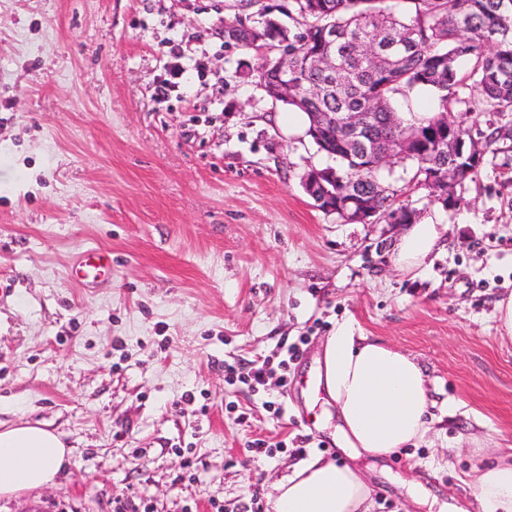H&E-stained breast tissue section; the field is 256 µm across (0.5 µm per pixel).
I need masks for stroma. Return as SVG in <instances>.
<instances>
[{
    "label": "stroma",
    "mask_w": 512,
    "mask_h": 512,
    "mask_svg": "<svg viewBox=\"0 0 512 512\" xmlns=\"http://www.w3.org/2000/svg\"><path fill=\"white\" fill-rule=\"evenodd\" d=\"M267 17L299 20L292 0H0V424L43 421L73 448L53 485L0 512H271L304 458L347 460L314 389L345 322L414 356L433 400L426 437L378 462L374 512H407L401 475L480 512L472 440L512 445V342L494 316L512 295V112L459 89L453 114L502 138L456 209L393 166L398 203L445 244L400 271L403 226L345 223L306 194L328 158L279 124L259 52L224 36ZM176 43L184 73L160 100ZM93 246L112 277L89 288L67 272ZM299 340L287 382H227L225 363ZM256 438L271 456L254 459Z\"/></svg>",
    "instance_id": "obj_1"
}]
</instances>
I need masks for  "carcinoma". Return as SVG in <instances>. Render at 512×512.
I'll use <instances>...</instances> for the list:
<instances>
[{
	"label": "carcinoma",
	"instance_id": "carcinoma-1",
	"mask_svg": "<svg viewBox=\"0 0 512 512\" xmlns=\"http://www.w3.org/2000/svg\"><path fill=\"white\" fill-rule=\"evenodd\" d=\"M294 8L304 20L299 32L289 31L288 58L266 61L270 72L288 68V80L295 84L297 102L288 106L301 112H376L367 138L382 145L403 131L412 134L421 183V163L440 176L455 172L462 186L476 178L484 165L486 146L498 140L494 134L481 142L471 136L467 114L448 121V131L436 129L448 112V102L457 98L464 81L459 64L473 62L469 77L481 95L484 112H512V20L504 23V12H512V0H402L398 9L389 0H294ZM336 26V44L322 37L320 24ZM386 32L395 62L371 66L356 51L359 41L373 43ZM334 52L346 80L336 85L311 65L317 53ZM432 92L438 101L437 113L421 122L405 121L393 107V99L408 97L416 90ZM461 144L448 151V141ZM336 161V200L351 198L349 188L377 192L376 204L386 219L408 212L406 223L419 221L415 211L395 206V189L378 171L358 169L351 157L358 148L336 129V147L315 143Z\"/></svg>",
	"mask_w": 512,
	"mask_h": 512
}]
</instances>
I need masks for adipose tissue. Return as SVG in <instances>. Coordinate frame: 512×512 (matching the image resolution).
<instances>
[{
    "label": "adipose tissue",
    "instance_id": "adipose-tissue-1",
    "mask_svg": "<svg viewBox=\"0 0 512 512\" xmlns=\"http://www.w3.org/2000/svg\"><path fill=\"white\" fill-rule=\"evenodd\" d=\"M440 240L438 225H410L394 247L397 267L418 269L439 251ZM318 363L350 454L381 459L424 438L431 400L426 374L414 357L344 323L324 341ZM72 454L49 424L21 421L0 428V497L53 484ZM468 485L482 512H512V448L473 468ZM274 491L273 512H370L372 506L366 474L319 456L276 482Z\"/></svg>",
    "mask_w": 512,
    "mask_h": 512
}]
</instances>
